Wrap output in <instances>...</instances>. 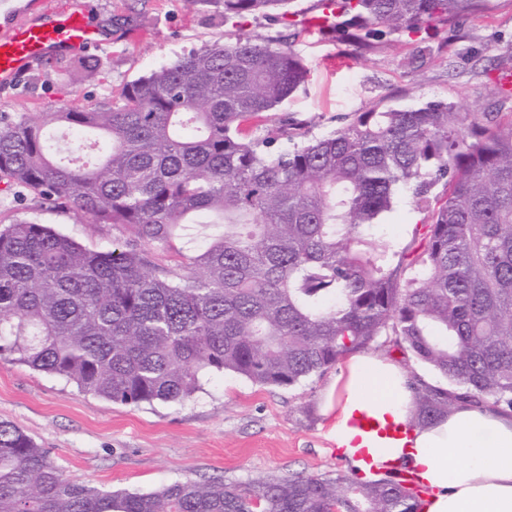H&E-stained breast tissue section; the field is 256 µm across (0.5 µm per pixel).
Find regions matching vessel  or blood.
<instances>
[{
  "label": "vessel or blood",
  "mask_w": 512,
  "mask_h": 512,
  "mask_svg": "<svg viewBox=\"0 0 512 512\" xmlns=\"http://www.w3.org/2000/svg\"><path fill=\"white\" fill-rule=\"evenodd\" d=\"M101 43L91 0H83L75 9L47 11L36 23H16L0 34V85L14 84L33 64L53 53L71 47L89 51Z\"/></svg>",
  "instance_id": "obj_1"
}]
</instances>
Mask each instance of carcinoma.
I'll return each mask as SVG.
<instances>
[{
    "mask_svg": "<svg viewBox=\"0 0 512 512\" xmlns=\"http://www.w3.org/2000/svg\"><path fill=\"white\" fill-rule=\"evenodd\" d=\"M210 2L229 24L284 16L291 0ZM489 2L336 0L319 32L369 52ZM307 75L290 37L239 30L105 105L1 112L0 193L117 235L95 251L36 218H0V359L138 406L189 399L213 373L295 387L392 336L448 381L410 378V427L460 401L512 414V113L434 100L357 112L319 137L268 124ZM281 139L290 147L273 149ZM401 191L423 215L403 247L381 224ZM192 227L207 242L186 254ZM402 472L106 492L0 420V512H421Z\"/></svg>",
    "mask_w": 512,
    "mask_h": 512,
    "instance_id": "carcinoma-1",
    "label": "carcinoma"
}]
</instances>
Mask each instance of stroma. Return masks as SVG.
<instances>
[{
	"label": "stroma",
	"mask_w": 512,
	"mask_h": 512,
	"mask_svg": "<svg viewBox=\"0 0 512 512\" xmlns=\"http://www.w3.org/2000/svg\"><path fill=\"white\" fill-rule=\"evenodd\" d=\"M108 30L89 52L95 77H67L44 61L16 85L0 88L1 112L98 104L129 81L230 34L212 0H96ZM294 47L308 81L273 112L319 136L373 108L443 99L484 111L496 78L512 70V0H490L482 16L461 19L424 44L383 42L362 53L335 35L303 34ZM42 223L87 248L112 246L110 230L52 209ZM335 371L294 388H269L231 373L204 379L184 402L128 406L79 393L46 373L0 359V420L20 427L72 478L107 490L150 492L186 479L246 480L265 474L335 475L341 451L326 437L335 415L321 392Z\"/></svg>",
	"instance_id": "35a3bbf8"
}]
</instances>
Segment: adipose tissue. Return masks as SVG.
<instances>
[{"mask_svg":"<svg viewBox=\"0 0 512 512\" xmlns=\"http://www.w3.org/2000/svg\"><path fill=\"white\" fill-rule=\"evenodd\" d=\"M408 380L399 361L351 356L324 394V412L336 415L328 438L356 469L413 468L429 493L422 512H512V416L459 403L412 426Z\"/></svg>","mask_w":512,"mask_h":512,"instance_id":"obj_1","label":"adipose tissue"}]
</instances>
